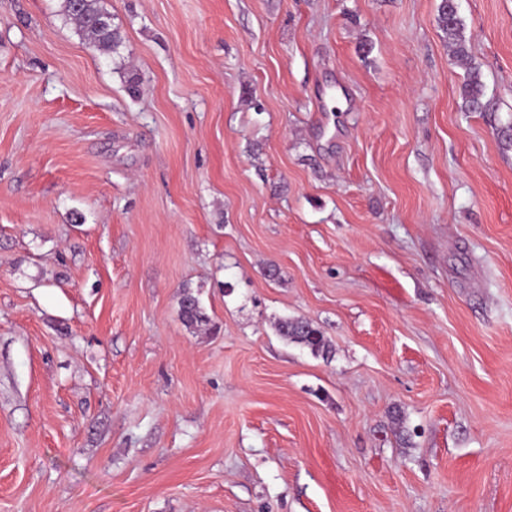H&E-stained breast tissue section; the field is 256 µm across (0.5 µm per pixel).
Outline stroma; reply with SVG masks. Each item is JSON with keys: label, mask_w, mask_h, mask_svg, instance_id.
Masks as SVG:
<instances>
[{"label": "stroma", "mask_w": 512, "mask_h": 512, "mask_svg": "<svg viewBox=\"0 0 512 512\" xmlns=\"http://www.w3.org/2000/svg\"><path fill=\"white\" fill-rule=\"evenodd\" d=\"M440 3L0 0V512H512V0ZM62 11L78 29L81 37L100 50L112 51L121 37L112 28V16L99 5V0H62ZM438 22L448 39V46L457 61L470 58V39L465 34V27L458 9L448 0H442L439 6ZM463 108L468 112L493 110V101L486 98L484 83L477 68L471 67L460 91ZM179 317L189 329L208 325L210 322L198 297L187 289L182 292L179 299ZM277 331L289 342L308 348L312 353L331 354V345L321 330L305 318H284L278 323Z\"/></svg>", "instance_id": "1"}]
</instances>
